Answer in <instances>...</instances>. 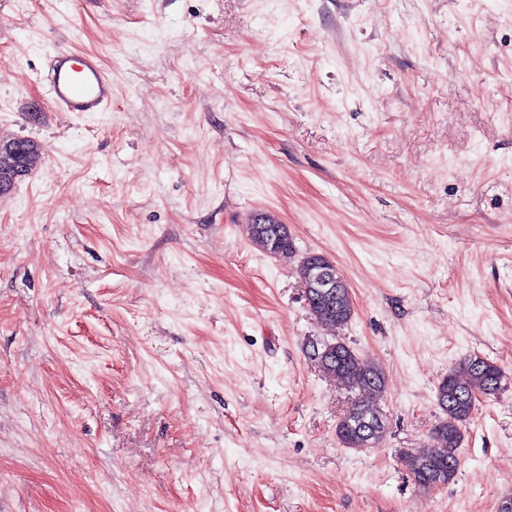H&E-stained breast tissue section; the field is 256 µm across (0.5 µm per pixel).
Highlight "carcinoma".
<instances>
[{"mask_svg": "<svg viewBox=\"0 0 512 512\" xmlns=\"http://www.w3.org/2000/svg\"><path fill=\"white\" fill-rule=\"evenodd\" d=\"M38 154V145L29 139H12L0 143V182L12 188L28 171L15 173L11 162L19 152ZM251 239L264 253L278 256L293 251V238L288 227L267 213L254 216L250 224ZM313 254L300 261L299 278L304 283L305 301L310 313L326 330L347 325L355 314L350 288L338 268L329 270L336 278V287L326 288L312 274ZM312 356L327 375L336 378L348 389L358 390L366 399L352 401L347 413L336 427L337 437L345 448H372L386 433L384 414L378 405L385 393V376L380 367L360 357L350 346L338 342L328 353L312 349ZM505 375L486 357L468 355L448 370L435 391L436 405L442 417L432 432L433 446L419 453H403V460L414 480L428 488L454 481L459 470L458 448L464 428L475 409L476 396L491 398L505 387Z\"/></svg>", "mask_w": 512, "mask_h": 512, "instance_id": "obj_1", "label": "carcinoma"}]
</instances>
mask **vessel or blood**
<instances>
[{
    "instance_id": "obj_1",
    "label": "vessel or blood",
    "mask_w": 512,
    "mask_h": 512,
    "mask_svg": "<svg viewBox=\"0 0 512 512\" xmlns=\"http://www.w3.org/2000/svg\"><path fill=\"white\" fill-rule=\"evenodd\" d=\"M45 86L60 112H105L112 106V80L92 54L56 49L47 59Z\"/></svg>"
}]
</instances>
